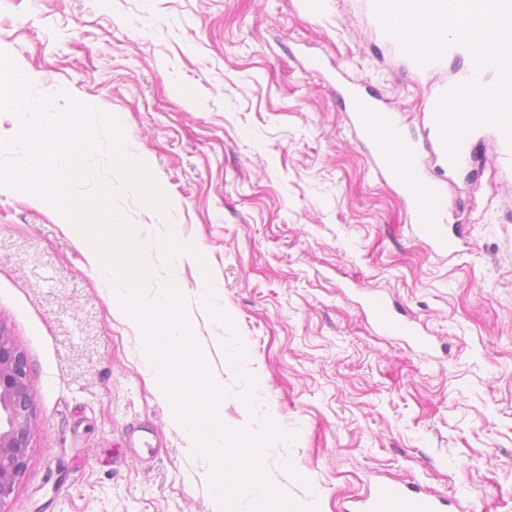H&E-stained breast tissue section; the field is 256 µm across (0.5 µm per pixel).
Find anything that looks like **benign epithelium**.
Here are the masks:
<instances>
[{"mask_svg":"<svg viewBox=\"0 0 512 512\" xmlns=\"http://www.w3.org/2000/svg\"><path fill=\"white\" fill-rule=\"evenodd\" d=\"M28 376L24 351L0 331V512H9L28 466L34 423Z\"/></svg>","mask_w":512,"mask_h":512,"instance_id":"1","label":"benign epithelium"}]
</instances>
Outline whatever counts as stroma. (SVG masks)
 I'll return each instance as SVG.
<instances>
[{"mask_svg":"<svg viewBox=\"0 0 512 512\" xmlns=\"http://www.w3.org/2000/svg\"><path fill=\"white\" fill-rule=\"evenodd\" d=\"M0 50L58 107L121 114L125 148L147 155L173 223L116 178L114 204L153 243L150 287L178 270L225 423L279 429L274 488L346 512L379 475L456 512H512V165L489 128L460 171L426 151L427 104L465 81L462 56L418 70L370 0H0ZM347 86L424 148L455 256L414 235L350 127ZM63 222L0 187V330L27 357L35 413L10 512H212L141 327L111 314ZM171 236L194 257L177 260ZM371 292L432 348L381 332Z\"/></svg>","mask_w":512,"mask_h":512,"instance_id":"obj_1","label":"stroma"}]
</instances>
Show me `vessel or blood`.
<instances>
[{
	"label": "vessel or blood",
	"mask_w": 512,
	"mask_h": 512,
	"mask_svg": "<svg viewBox=\"0 0 512 512\" xmlns=\"http://www.w3.org/2000/svg\"><path fill=\"white\" fill-rule=\"evenodd\" d=\"M352 106L350 124L361 142L374 152L375 165L401 191L408 206L410 221L419 238L432 251L455 256L459 234L445 229L446 198L441 186L424 179L421 152L407 139L389 104L368 96L358 89L348 91ZM473 134H466L456 155L440 148V162L455 170L470 164L475 158ZM366 306L375 323L384 331L406 337L419 350L428 349L430 340L411 322L397 316L381 296L369 294ZM441 502L434 495L422 492L410 484L379 482L358 499L356 512H440Z\"/></svg>",
	"instance_id": "obj_1"
}]
</instances>
